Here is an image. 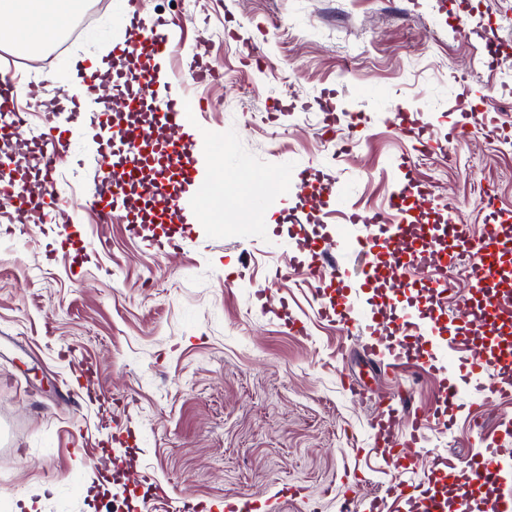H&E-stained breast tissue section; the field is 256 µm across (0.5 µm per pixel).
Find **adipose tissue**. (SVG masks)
I'll list each match as a JSON object with an SVG mask.
<instances>
[{
    "label": "adipose tissue",
    "mask_w": 512,
    "mask_h": 512,
    "mask_svg": "<svg viewBox=\"0 0 512 512\" xmlns=\"http://www.w3.org/2000/svg\"><path fill=\"white\" fill-rule=\"evenodd\" d=\"M82 0H0V37L14 51L30 54L60 35Z\"/></svg>",
    "instance_id": "1"
}]
</instances>
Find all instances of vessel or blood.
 <instances>
[{"label":"vessel or blood","instance_id":"obj_1","mask_svg":"<svg viewBox=\"0 0 512 512\" xmlns=\"http://www.w3.org/2000/svg\"><path fill=\"white\" fill-rule=\"evenodd\" d=\"M127 17L132 38L114 43L112 55L131 59L132 65L112 71L101 64L86 62L79 66L77 78L82 94L68 98L72 118L88 116V131L98 146L102 159L120 153L112 161L111 186L97 190L89 205L98 215H113L116 209L139 208L136 198L123 194L124 184H139L152 212L154 224L191 225L181 194L171 192L167 178L178 172L181 183L195 189L198 170L195 141L199 128L185 118L182 88L164 82L174 46L164 32L165 22L140 18L135 0H128ZM134 86L128 94L131 112H139L146 95L160 93L152 123L116 122L112 112L91 108L90 103L104 81ZM164 131L160 145L161 162H154L142 152L143 144L152 142L156 131ZM72 145V129L50 124L45 141L27 144L10 164L0 167V188L17 202L15 215L23 217L27 188L16 177L28 160H35L46 191L54 189L58 161L67 156ZM446 209L431 191L413 181L400 184L391 200L390 212L375 211L358 216L366 233L356 241L361 252L371 255L372 263L359 271L336 268L326 270L330 248L309 240L304 251L307 266L315 277H328L326 287L317 289L320 312L344 328L364 327L369 331V350L389 355L393 364H401L407 352H415L422 368L434 373L439 387L435 411L440 417L453 416L460 406L459 381H466L473 394H496L512 385V238L502 235L499 227L512 222V212L497 210L479 245H472L466 225L456 221L428 223L433 213ZM471 251L477 306H465L460 320L468 323V336H461L454 323L448 322L440 300L448 292V279L439 276L418 284L414 271L434 265L450 266L456 253ZM380 293L383 312H358L353 298L360 293ZM465 355L464 375L452 368L458 355ZM495 373L496 383L486 386L482 380ZM427 488L405 493V512H512V466L501 449L485 445L473 449L458 468L433 467L426 477Z\"/></svg>","mask_w":512,"mask_h":512}]
</instances>
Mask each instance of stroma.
<instances>
[{"label": "stroma", "mask_w": 512, "mask_h": 512, "mask_svg": "<svg viewBox=\"0 0 512 512\" xmlns=\"http://www.w3.org/2000/svg\"><path fill=\"white\" fill-rule=\"evenodd\" d=\"M137 2L144 18L168 19L180 48L170 74L204 129L199 179L224 146V221L194 225L173 252L152 244L154 227L130 233L127 216L99 223L84 203L106 170L86 124L74 126L58 188L80 218L83 260L59 241L68 213L0 223V512H105L123 501L86 458L118 425L152 512L244 494L261 512H338L349 494L354 512H395L391 487L422 483L433 465H457L482 443L512 462V397L461 407L448 425L433 420L417 448L387 459L380 437L403 426L384 396L430 409L438 384L413 363L369 355L366 335L322 317L299 250L308 233L358 234L348 215L386 205L402 158L416 183L454 205L472 240L489 222L480 185L493 184L499 207L512 209V153L500 149L512 95L480 66L472 33L476 14L495 15L512 50V0H467L462 10L439 0H193L189 15L173 0ZM81 11L92 19L61 54L22 56L0 43V73L17 79V107L30 113L25 138L40 136L47 118L70 122L35 100H51L74 66L130 35L125 0H84ZM198 66L220 79L193 82ZM329 96L342 108L331 130L321 111ZM483 103L495 124L470 119ZM359 113L369 118L361 128ZM305 170L346 191L312 222ZM259 178L287 179V196L263 197ZM263 223L275 246L257 232ZM228 266L240 277L225 281ZM83 363L101 398L63 399Z\"/></svg>", "instance_id": "1"}]
</instances>
